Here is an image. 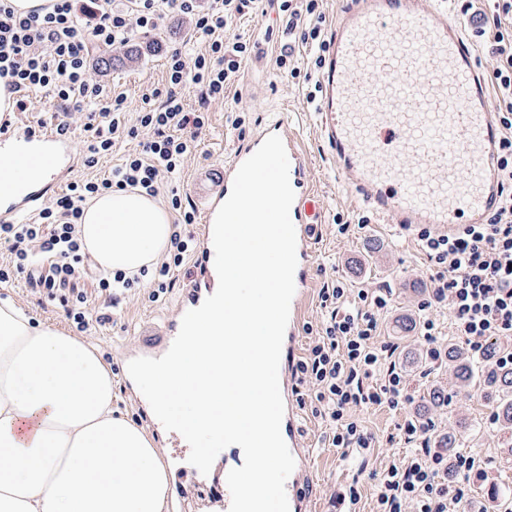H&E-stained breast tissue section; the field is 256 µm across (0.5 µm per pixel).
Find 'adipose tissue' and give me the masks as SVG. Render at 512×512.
Masks as SVG:
<instances>
[{
	"instance_id": "obj_1",
	"label": "adipose tissue",
	"mask_w": 512,
	"mask_h": 512,
	"mask_svg": "<svg viewBox=\"0 0 512 512\" xmlns=\"http://www.w3.org/2000/svg\"><path fill=\"white\" fill-rule=\"evenodd\" d=\"M172 219L137 191L83 207L79 238L105 272L137 273L170 246ZM0 512H163L170 472L153 436L112 409L95 348L0 301Z\"/></svg>"
}]
</instances>
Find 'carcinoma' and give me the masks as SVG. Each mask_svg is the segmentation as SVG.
<instances>
[{
    "instance_id": "cac0c4a2",
    "label": "carcinoma",
    "mask_w": 512,
    "mask_h": 512,
    "mask_svg": "<svg viewBox=\"0 0 512 512\" xmlns=\"http://www.w3.org/2000/svg\"><path fill=\"white\" fill-rule=\"evenodd\" d=\"M448 361L452 364L458 382V393L467 397L470 390L482 389L481 398L494 410L493 427L495 432L512 431V369L498 368L492 360L473 357L466 348L458 344L448 345ZM468 429L466 422L438 436L436 448L453 451L458 433Z\"/></svg>"
}]
</instances>
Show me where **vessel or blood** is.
Returning <instances> with one entry per match:
<instances>
[{
  "label": "vessel or blood",
  "mask_w": 512,
  "mask_h": 512,
  "mask_svg": "<svg viewBox=\"0 0 512 512\" xmlns=\"http://www.w3.org/2000/svg\"><path fill=\"white\" fill-rule=\"evenodd\" d=\"M320 82L317 127L336 176L353 191L355 205L378 223L392 225L400 234L426 225L446 235L460 230V217L482 224L498 208L501 125L488 107V88L462 26L448 22V0H343ZM271 134L284 142L295 191L290 216L298 264L283 348L296 356L312 287L313 229L321 224L323 209L300 132L290 118L280 117L236 145L223 167L195 176L192 196L201 216L198 266L185 279L174 311L162 317L152 339L121 351V365L136 355H164L184 313L216 291L211 245L216 212L231 192L238 167ZM29 153L43 157L48 170L21 194L0 198L1 224L29 217L69 182L80 160L81 137L53 121L33 122L19 112L1 115L0 178L18 175ZM279 383L285 407L281 433L295 459L286 494L290 512H307L313 459L303 441L290 367L280 366ZM243 462L241 447L225 448L208 475L179 485L169 512H186L202 492L209 497L208 512H229L226 476Z\"/></svg>",
  "instance_id": "vessel-or-blood-1"
}]
</instances>
